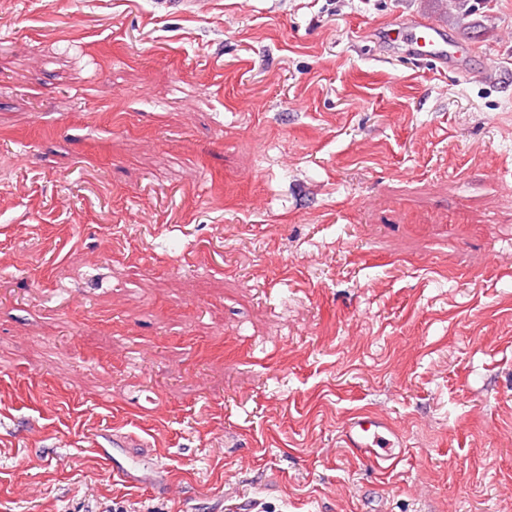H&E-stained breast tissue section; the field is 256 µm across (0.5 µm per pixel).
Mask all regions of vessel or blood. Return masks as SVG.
Segmentation results:
<instances>
[{"instance_id":"obj_1","label":"vessel or blood","mask_w":512,"mask_h":512,"mask_svg":"<svg viewBox=\"0 0 512 512\" xmlns=\"http://www.w3.org/2000/svg\"><path fill=\"white\" fill-rule=\"evenodd\" d=\"M379 35L383 44H406L419 59L451 67L461 66L472 51L471 46L466 45L461 52H449V38L444 29L428 18L387 24L381 27ZM342 437L346 448L381 471L392 468L404 452L397 431L376 417L349 418L342 428Z\"/></svg>"}]
</instances>
